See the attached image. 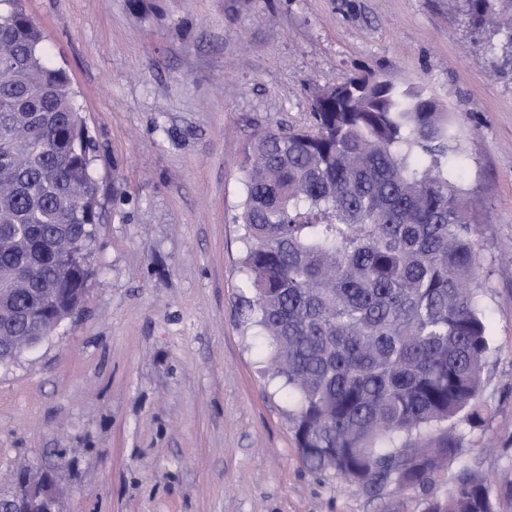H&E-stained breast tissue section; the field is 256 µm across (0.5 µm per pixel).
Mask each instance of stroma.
Wrapping results in <instances>:
<instances>
[{
  "label": "stroma",
  "instance_id": "obj_1",
  "mask_svg": "<svg viewBox=\"0 0 512 512\" xmlns=\"http://www.w3.org/2000/svg\"><path fill=\"white\" fill-rule=\"evenodd\" d=\"M90 138L101 221L85 302L0 364V498L52 471L61 512H428L458 465L371 491L303 462L285 389L245 323L241 152L253 125L307 126L354 74L425 86L458 121L487 213L492 352L463 460L512 512V68L453 0H19Z\"/></svg>",
  "mask_w": 512,
  "mask_h": 512
}]
</instances>
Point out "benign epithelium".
I'll return each instance as SVG.
<instances>
[{
  "instance_id": "1",
  "label": "benign epithelium",
  "mask_w": 512,
  "mask_h": 512,
  "mask_svg": "<svg viewBox=\"0 0 512 512\" xmlns=\"http://www.w3.org/2000/svg\"><path fill=\"white\" fill-rule=\"evenodd\" d=\"M90 248H84L79 261L78 277L72 295H60L53 299L39 314L24 315L26 323L33 326L32 332L19 340L0 339V363L15 359L25 350H30L54 335L59 325L72 317L81 308V299L88 280L84 271L89 267ZM0 512H60L59 496L55 480L50 472L36 477L22 476L17 491L9 499H0Z\"/></svg>"
}]
</instances>
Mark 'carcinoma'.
Masks as SVG:
<instances>
[{
    "label": "carcinoma",
    "mask_w": 512,
    "mask_h": 512,
    "mask_svg": "<svg viewBox=\"0 0 512 512\" xmlns=\"http://www.w3.org/2000/svg\"><path fill=\"white\" fill-rule=\"evenodd\" d=\"M512 53V0H455ZM27 17L0 15V336L14 312L66 291L55 253L94 237L100 189L65 72ZM314 130L254 129L243 147L241 272L267 372L292 395L299 451L316 472L406 490L460 457L457 421H482L491 352L482 228L463 187L459 129L422 86L348 77L313 98ZM465 463L428 512H494Z\"/></svg>",
    "instance_id": "obj_1"
}]
</instances>
